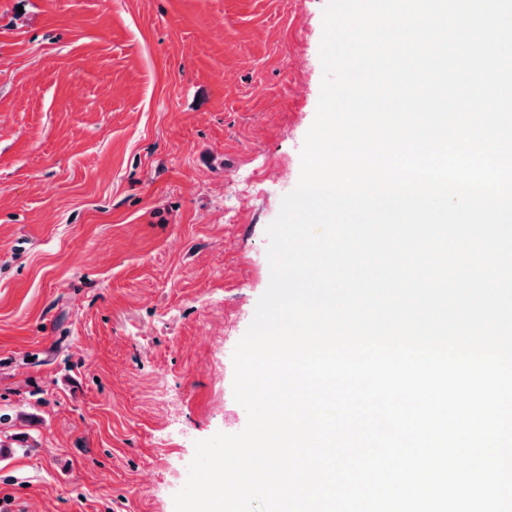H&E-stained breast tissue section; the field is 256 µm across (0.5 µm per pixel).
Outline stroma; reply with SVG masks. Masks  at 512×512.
Returning <instances> with one entry per match:
<instances>
[{"label": "stroma", "mask_w": 512, "mask_h": 512, "mask_svg": "<svg viewBox=\"0 0 512 512\" xmlns=\"http://www.w3.org/2000/svg\"><path fill=\"white\" fill-rule=\"evenodd\" d=\"M326 0H0V496L175 512L298 184ZM246 195L232 191L243 177Z\"/></svg>", "instance_id": "obj_1"}]
</instances>
